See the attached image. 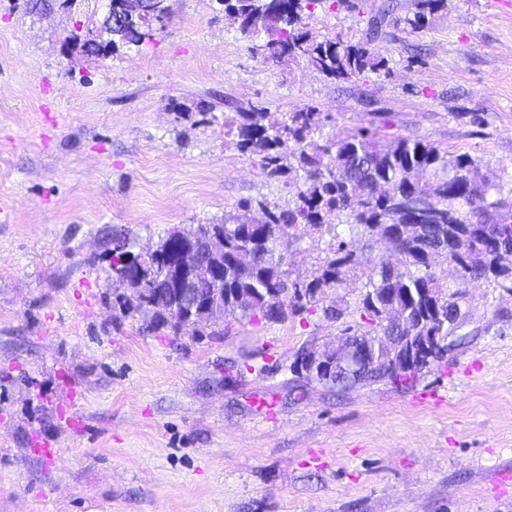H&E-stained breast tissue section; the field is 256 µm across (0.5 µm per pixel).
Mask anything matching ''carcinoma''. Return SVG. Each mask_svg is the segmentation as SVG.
I'll use <instances>...</instances> for the list:
<instances>
[{
	"label": "carcinoma",
	"mask_w": 512,
	"mask_h": 512,
	"mask_svg": "<svg viewBox=\"0 0 512 512\" xmlns=\"http://www.w3.org/2000/svg\"><path fill=\"white\" fill-rule=\"evenodd\" d=\"M224 10L247 21L249 50L280 65L304 64L334 80H347L385 67L373 38L317 40L305 19L324 0H222ZM447 0H419L413 17H394L420 29ZM126 0H112V21L100 33L112 46L137 45L164 28L168 0H147L142 13L129 12ZM330 114L314 107L272 112L250 103L224 116V135L236 149L257 159L271 180L284 184L294 200L284 209L266 198L244 201L239 214L221 223L224 230V315L283 321L288 313L322 312L339 319L326 304L332 288L353 284L357 258L338 239L315 274L295 277L288 268V244L309 232L335 231L341 224L365 236H384L397 256L394 264L373 268L363 298L366 326L349 325L344 335L356 347L373 351L372 362L353 372L346 367L317 382L340 390L357 382L388 380L407 384L448 351V336L465 316L467 285L486 280L512 293V196L491 198L496 189L480 174L476 160L453 155L432 143L398 138L361 128L316 140ZM127 242L115 238L112 273L129 274L122 263ZM443 252L458 273L454 284L434 268ZM169 299L154 308L157 323L176 331L197 327L168 312Z\"/></svg>",
	"instance_id": "cac0c4a2"
}]
</instances>
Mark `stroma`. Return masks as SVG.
I'll return each instance as SVG.
<instances>
[{
  "label": "stroma",
  "instance_id": "stroma-1",
  "mask_svg": "<svg viewBox=\"0 0 512 512\" xmlns=\"http://www.w3.org/2000/svg\"><path fill=\"white\" fill-rule=\"evenodd\" d=\"M109 0H0V512H512V293L468 284L448 353L409 385L339 391L298 377L301 353L359 321L391 246L354 232L340 319L229 316L201 333L122 315L115 237L287 202L239 154L224 115L314 106L325 135L371 127L478 160L512 193V0H447L417 31L385 28L384 69L335 81L253 56L219 0H169L162 32L99 56ZM316 10L317 39L364 38L385 4ZM186 113H178V106ZM328 237L288 246L315 272ZM53 463H46V454Z\"/></svg>",
  "mask_w": 512,
  "mask_h": 512
}]
</instances>
